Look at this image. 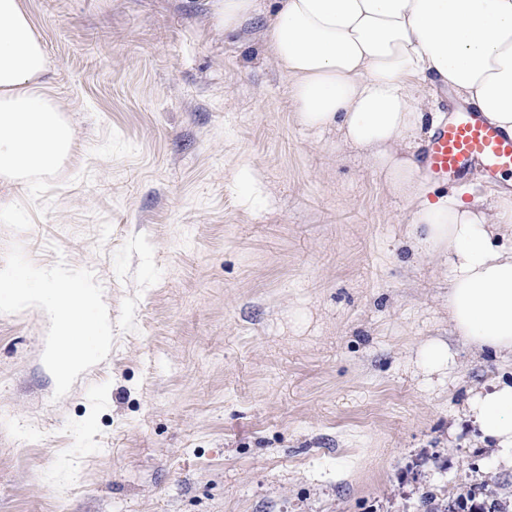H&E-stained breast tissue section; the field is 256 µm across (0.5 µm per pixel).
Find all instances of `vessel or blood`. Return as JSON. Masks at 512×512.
Returning a JSON list of instances; mask_svg holds the SVG:
<instances>
[{"mask_svg":"<svg viewBox=\"0 0 512 512\" xmlns=\"http://www.w3.org/2000/svg\"><path fill=\"white\" fill-rule=\"evenodd\" d=\"M424 173L432 178L462 179L480 172L494 181L512 173V133L465 108L431 135L422 158Z\"/></svg>","mask_w":512,"mask_h":512,"instance_id":"vessel-or-blood-1","label":"vessel or blood"}]
</instances>
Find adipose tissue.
<instances>
[{
  "label": "adipose tissue",
  "instance_id": "obj_1",
  "mask_svg": "<svg viewBox=\"0 0 512 512\" xmlns=\"http://www.w3.org/2000/svg\"><path fill=\"white\" fill-rule=\"evenodd\" d=\"M265 32L292 80L300 126L336 130L373 163L387 193L412 208L413 249L448 264V321L474 351L512 361V195L465 183L434 193L414 140L426 82L437 79L512 132V0H277ZM47 66L24 0H0V179L52 172L72 137L42 92ZM36 308L52 321L44 359L61 388L111 351L98 291L70 278L52 283L34 267L0 269V309ZM463 411L483 440L512 448V382L470 388Z\"/></svg>",
  "mask_w": 512,
  "mask_h": 512
}]
</instances>
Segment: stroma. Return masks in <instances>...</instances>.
<instances>
[{
    "mask_svg": "<svg viewBox=\"0 0 512 512\" xmlns=\"http://www.w3.org/2000/svg\"><path fill=\"white\" fill-rule=\"evenodd\" d=\"M216 0H25L72 149L0 187V269L98 288L112 351L61 390L0 310V512H416L512 469L458 411L512 366L448 322L445 259L335 131L292 117ZM449 344L427 373L416 352ZM454 351L444 342L430 340L419 350V363L430 372H440L455 363Z\"/></svg>",
    "mask_w": 512,
    "mask_h": 512,
    "instance_id": "1",
    "label": "stroma"
}]
</instances>
